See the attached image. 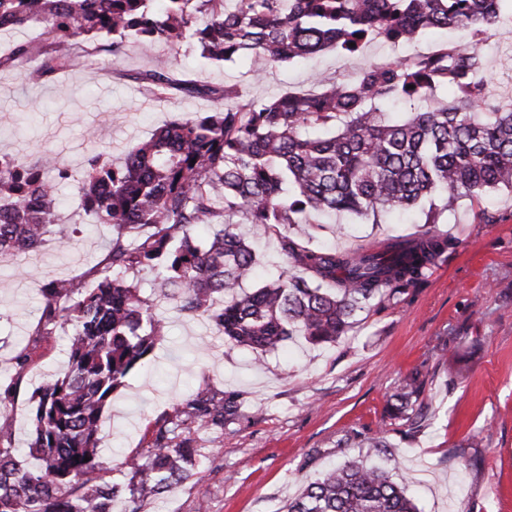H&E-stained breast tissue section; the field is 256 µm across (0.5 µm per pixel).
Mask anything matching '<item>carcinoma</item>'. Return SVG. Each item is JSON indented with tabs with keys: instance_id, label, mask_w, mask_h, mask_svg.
Wrapping results in <instances>:
<instances>
[{
	"instance_id": "cac0c4a2",
	"label": "carcinoma",
	"mask_w": 512,
	"mask_h": 512,
	"mask_svg": "<svg viewBox=\"0 0 512 512\" xmlns=\"http://www.w3.org/2000/svg\"><path fill=\"white\" fill-rule=\"evenodd\" d=\"M0 0V31L35 21L39 40L0 55V67L32 55L38 81L69 66L92 45L120 56L126 39L147 52L157 43L187 45L225 62L245 57L261 72L332 47L354 55L373 39L397 44L433 29L466 27L468 42L367 65L349 82L246 100L238 85L212 88L164 69L144 80L160 93L211 97L221 107L178 118L116 164L88 162L80 205L112 241L94 284L63 279L43 289L41 322L75 323L65 371L36 390L27 456L10 447L12 424L0 413V512H127L125 502L152 499L196 474L189 434L224 430L240 408L237 395L199 396L156 420L147 448L127 463L128 482L106 479L100 456L103 411L127 374L164 333L131 274L156 269L162 295L179 310L205 316L228 341L263 355L294 336L313 345L346 335L357 313L381 305L428 277L452 240L431 231L392 237L377 250L311 248L298 224L327 213L380 224L393 212H416L439 224L463 197L512 190V95L495 97L483 42L512 17L503 0ZM392 103L405 110L393 117ZM56 178L71 177L54 157L28 163L0 157V256L27 253L64 236L54 223ZM262 235L276 232L288 269L239 292L259 264L233 219ZM202 225L219 227L203 242ZM415 368L387 401L392 420L415 429L429 411ZM89 461H84V458ZM284 512H418L402 485L365 459L323 472Z\"/></svg>"
}]
</instances>
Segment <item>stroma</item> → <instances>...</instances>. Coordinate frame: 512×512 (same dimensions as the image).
I'll return each mask as SVG.
<instances>
[{
  "instance_id": "stroma-1",
  "label": "stroma",
  "mask_w": 512,
  "mask_h": 512,
  "mask_svg": "<svg viewBox=\"0 0 512 512\" xmlns=\"http://www.w3.org/2000/svg\"><path fill=\"white\" fill-rule=\"evenodd\" d=\"M470 32L423 34L390 49L379 41L348 55L326 49L263 73L248 60L214 62L190 48L157 45L142 53L128 44L111 68L102 57L78 52L71 65L35 83V59L0 70V155L29 162L56 156L70 171L56 183L55 221L66 230L39 248L0 258V405L26 447L33 393L63 372L71 327L39 335L42 288L55 279L88 284L112 239L79 206L90 157L120 162L127 150L178 115L213 111L216 99L159 96L139 78L162 68L175 77L217 87L239 85L248 99L308 91L326 80L346 81L366 65L427 53ZM493 82L512 94V25L491 30L483 44ZM415 216L389 223L340 215L310 225L311 243L352 250L419 231ZM432 232L455 242L420 287L358 313L346 336L314 346L294 337L260 356L224 341L207 318L182 314L152 290L154 273L140 270L142 296L164 320L167 334L125 379L103 413L100 454L113 481L127 479L125 461L140 453L156 419L196 394H242L238 415L223 432L194 433L198 475L141 503L139 512H278L316 476L361 456L362 442L384 434L390 447L374 455L394 481L404 483L419 512H512V193L493 191L460 200ZM27 353L24 371L13 358ZM467 368L449 377L448 364ZM426 374L431 409L416 429L386 419L384 407L400 379L414 368Z\"/></svg>"
}]
</instances>
